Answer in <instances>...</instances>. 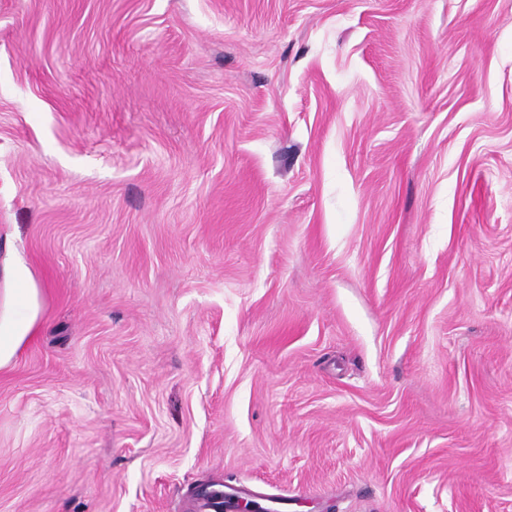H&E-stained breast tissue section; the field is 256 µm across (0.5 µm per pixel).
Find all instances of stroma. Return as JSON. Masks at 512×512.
Masks as SVG:
<instances>
[{"label": "stroma", "mask_w": 512, "mask_h": 512, "mask_svg": "<svg viewBox=\"0 0 512 512\" xmlns=\"http://www.w3.org/2000/svg\"><path fill=\"white\" fill-rule=\"evenodd\" d=\"M0 512H512V0H0ZM35 320L34 301L29 288H23L16 311L0 318V368L10 364L20 345L27 339Z\"/></svg>", "instance_id": "stroma-1"}]
</instances>
